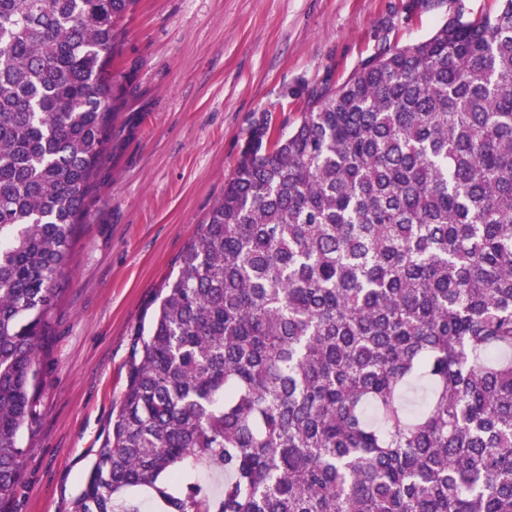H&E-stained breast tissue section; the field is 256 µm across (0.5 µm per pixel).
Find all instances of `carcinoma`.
<instances>
[{
	"label": "carcinoma",
	"instance_id": "cac0c4a2",
	"mask_svg": "<svg viewBox=\"0 0 512 512\" xmlns=\"http://www.w3.org/2000/svg\"><path fill=\"white\" fill-rule=\"evenodd\" d=\"M131 5L0 0V505ZM308 99L253 127L71 512H512V0Z\"/></svg>",
	"mask_w": 512,
	"mask_h": 512
}]
</instances>
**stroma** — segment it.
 Segmentation results:
<instances>
[{"label":"stroma","instance_id":"stroma-1","mask_svg":"<svg viewBox=\"0 0 512 512\" xmlns=\"http://www.w3.org/2000/svg\"><path fill=\"white\" fill-rule=\"evenodd\" d=\"M135 0L114 70L124 99L54 302L38 421L0 512H69L123 394L135 330L223 197L253 125L288 132L306 90L341 84L380 43L429 37L496 0Z\"/></svg>","mask_w":512,"mask_h":512}]
</instances>
